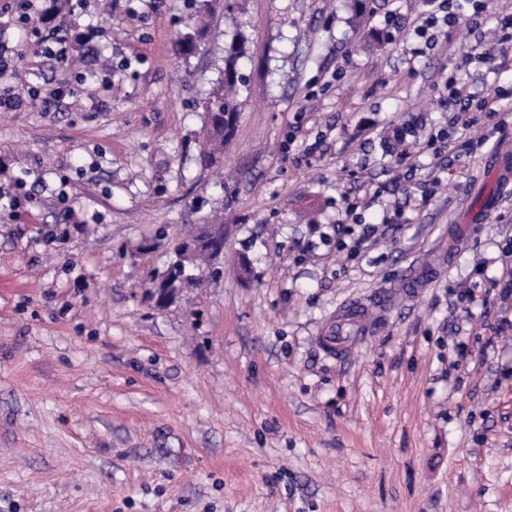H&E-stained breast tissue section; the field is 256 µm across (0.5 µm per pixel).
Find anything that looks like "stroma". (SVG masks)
<instances>
[{"label": "stroma", "instance_id": "stroma-1", "mask_svg": "<svg viewBox=\"0 0 512 512\" xmlns=\"http://www.w3.org/2000/svg\"><path fill=\"white\" fill-rule=\"evenodd\" d=\"M485 3L428 43L425 0H210L192 56L189 0L58 9L86 43L16 86L97 76L0 112V186L24 200L0 212V512H512V187L489 163L512 154V98L470 133L441 104L454 75L475 100L512 87L465 61L512 59V0ZM235 39L247 85L209 168L202 100ZM408 124L445 153L402 156ZM477 184L499 203L470 224ZM354 191L379 227L355 257L320 241ZM215 215L223 275L157 309L169 248ZM378 297L344 354L321 347ZM369 307L366 304H351L336 318V324L321 332L318 340L323 349L330 353H340L353 336H348L347 327L356 326L362 322Z\"/></svg>", "mask_w": 512, "mask_h": 512}]
</instances>
